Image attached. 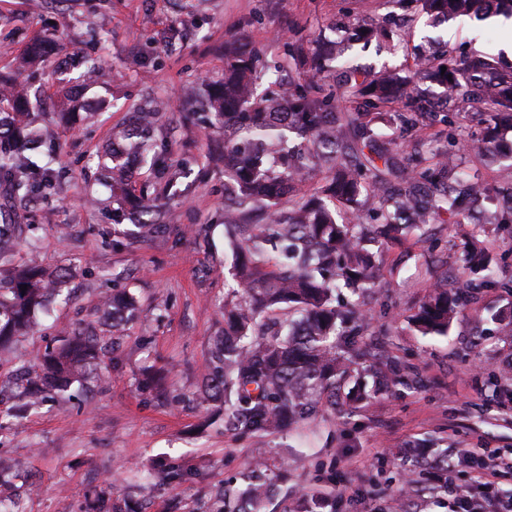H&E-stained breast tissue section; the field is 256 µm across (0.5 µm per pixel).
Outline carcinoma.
<instances>
[{
    "label": "carcinoma",
    "instance_id": "obj_1",
    "mask_svg": "<svg viewBox=\"0 0 512 512\" xmlns=\"http://www.w3.org/2000/svg\"><path fill=\"white\" fill-rule=\"evenodd\" d=\"M431 19L451 20L472 14L485 18L512 14V0H398ZM392 19L385 15L364 35L370 43L393 40ZM54 34L33 39L23 51L24 65L49 59ZM342 41L305 50L287 42L283 56L264 61L239 41L224 45V77L191 89L186 99L205 109L203 122L224 129V147L212 156L224 168V229L231 245V278L236 292L224 302V335L217 338L204 367L205 400L230 417L234 429L270 435L301 422L313 423L324 402L351 377L358 361L372 373L373 391L398 383L392 360L384 371L369 362L370 354L353 350L352 337L368 328L358 301L336 302L348 289L358 296L384 288L382 256L406 241L422 224H475L479 228L512 224V180L496 189L495 210L473 222L475 200L489 188L451 150L456 139L468 142L472 159L485 168L512 158V67L494 56L468 51L456 58L446 50L435 57L417 49L414 69L402 75L391 69L343 71L341 82L355 108L336 110V88L325 82ZM82 69V78L99 68L83 57L61 61ZM446 71H441V67ZM429 83L443 88L445 107L415 112L406 100ZM14 73L0 72V182L15 197L46 196L55 191L53 174L27 154L40 144L55 147L51 129L31 132L32 90L14 91ZM73 110L60 123L79 114L93 116L95 105L70 91ZM475 104L483 115L477 133L463 123L462 111ZM388 116L400 136L432 124L446 131L450 149L425 164L407 147L386 143L377 120ZM163 113L134 114L133 124L113 133L117 142L104 153L103 171L112 183V201L136 214L139 234L162 228L163 213L148 204L150 186L136 187L129 165L136 159L159 174H170L168 150L160 138ZM323 174L316 195L302 188V174ZM255 210L265 212L260 224L249 223ZM491 244L480 232L460 244L463 273L481 275L480 282L444 281L432 286L408 318L422 336H446L464 316L459 293L467 288H505L494 271ZM42 269L17 266L0 276V350L29 329L52 289ZM27 286L21 291L20 286ZM137 313L125 291L112 295L116 326ZM107 352L95 336L70 337L42 356L44 392L66 385L74 372ZM422 471L429 484L448 485V455L428 462ZM268 483L252 481L244 495L231 501L221 492L214 512H265Z\"/></svg>",
    "mask_w": 512,
    "mask_h": 512
}]
</instances>
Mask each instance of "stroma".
Listing matches in <instances>:
<instances>
[{"instance_id": "stroma-1", "label": "stroma", "mask_w": 512, "mask_h": 512, "mask_svg": "<svg viewBox=\"0 0 512 512\" xmlns=\"http://www.w3.org/2000/svg\"><path fill=\"white\" fill-rule=\"evenodd\" d=\"M400 12L395 0H45L38 11L31 0H0V71L54 29L61 53L103 63L87 93L114 103L93 121L56 126L55 193L19 201L0 187V223L16 227L14 265H36L65 280L0 363L36 365L46 347L88 325L119 339L101 366L25 416L17 414L19 389L0 392V457L11 462L0 476V499L12 512H95L101 498L117 512H212L216 485L242 484L258 461L267 462L275 483L266 512H295L301 493L325 489L338 495L336 512H456L457 492L470 486L484 449L512 452V417L505 413L512 408V337L471 317L511 310L512 296L471 289L468 317L446 336H418L405 322L428 288L455 271L468 224H433L425 243L390 248V286L365 298L371 334L356 342L390 356L401 385L350 414L327 410L316 423L266 436L225 430L201 396L230 279L224 170L210 160L224 132L185 119L184 88L221 78L226 41L270 57L282 53L284 42L334 40ZM430 40L501 57L512 31L493 20L429 26L418 17L391 45L354 44L345 56L404 73L415 47ZM17 80L38 88L40 119L56 125L53 64ZM152 98L168 107L172 160L193 165L166 188L164 229L131 238L132 219L112 221L100 155L133 107ZM116 288L136 297L139 320L113 326L103 301ZM441 449L453 462L447 488L402 496L407 463ZM165 463L180 467V481L163 479L158 469Z\"/></svg>"}]
</instances>
